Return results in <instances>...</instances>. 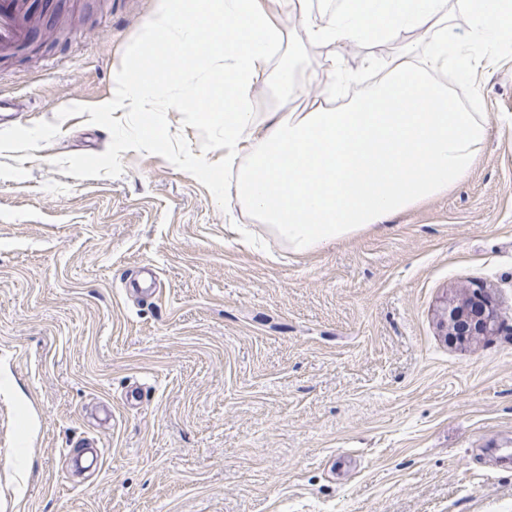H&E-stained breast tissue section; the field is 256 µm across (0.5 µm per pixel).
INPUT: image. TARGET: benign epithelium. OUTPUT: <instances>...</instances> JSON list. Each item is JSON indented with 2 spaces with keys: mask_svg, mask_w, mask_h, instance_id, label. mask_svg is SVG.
<instances>
[{
  "mask_svg": "<svg viewBox=\"0 0 512 512\" xmlns=\"http://www.w3.org/2000/svg\"><path fill=\"white\" fill-rule=\"evenodd\" d=\"M440 327L445 334L464 343L472 336H490L499 328L498 314L489 297L476 294L450 303L443 311Z\"/></svg>",
  "mask_w": 512,
  "mask_h": 512,
  "instance_id": "obj_1",
  "label": "benign epithelium"
}]
</instances>
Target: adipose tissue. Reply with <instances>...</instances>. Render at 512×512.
Returning <instances> with one entry per match:
<instances>
[{
	"label": "adipose tissue",
	"mask_w": 512,
	"mask_h": 512,
	"mask_svg": "<svg viewBox=\"0 0 512 512\" xmlns=\"http://www.w3.org/2000/svg\"><path fill=\"white\" fill-rule=\"evenodd\" d=\"M269 2L169 0L152 25L146 62L137 64L109 111L154 113L158 89L178 83L182 101L201 117L224 121L223 172L201 155L188 170L223 180L264 235L296 255L390 223L464 181L484 148L485 118L455 104L447 85L431 75L452 68L468 81L488 69L496 49L512 39V0H464L470 23L461 38L450 24L451 0H341L320 20L308 0H277L292 7L307 40L324 48L387 41L415 29L433 38L421 56L407 48L366 59L378 79L345 106L308 98L301 111L259 116L249 110L252 85L276 56L279 83L295 98L301 53ZM177 54L205 71L204 81L176 77L170 61ZM219 71L224 83L217 86L211 77Z\"/></svg>",
	"instance_id": "adipose-tissue-1"
}]
</instances>
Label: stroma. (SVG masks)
<instances>
[{
	"mask_svg": "<svg viewBox=\"0 0 512 512\" xmlns=\"http://www.w3.org/2000/svg\"><path fill=\"white\" fill-rule=\"evenodd\" d=\"M47 2L0 56V512H512V42L457 90L488 129L464 182L291 256L185 168L223 169L218 120L162 88L155 147L106 111L163 0ZM276 19L312 97L432 40L331 55ZM472 292L502 325L452 342L438 311Z\"/></svg>",
	"mask_w": 512,
	"mask_h": 512,
	"instance_id": "stroma-1",
	"label": "stroma"
}]
</instances>
